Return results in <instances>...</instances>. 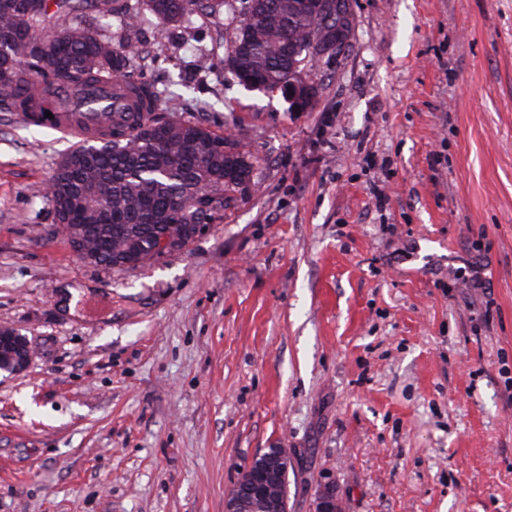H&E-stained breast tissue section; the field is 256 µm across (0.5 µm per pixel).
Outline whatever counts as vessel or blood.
Returning a JSON list of instances; mask_svg holds the SVG:
<instances>
[{
    "label": "vessel or blood",
    "instance_id": "1",
    "mask_svg": "<svg viewBox=\"0 0 512 512\" xmlns=\"http://www.w3.org/2000/svg\"><path fill=\"white\" fill-rule=\"evenodd\" d=\"M55 95L64 109L44 119L43 124L64 136L80 139L89 132L107 130L122 119L123 102L113 97L111 85L80 89L72 84H61L56 87Z\"/></svg>",
    "mask_w": 512,
    "mask_h": 512
}]
</instances>
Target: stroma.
Listing matches in <instances>:
<instances>
[{"label": "stroma", "mask_w": 512, "mask_h": 512, "mask_svg": "<svg viewBox=\"0 0 512 512\" xmlns=\"http://www.w3.org/2000/svg\"><path fill=\"white\" fill-rule=\"evenodd\" d=\"M355 12L307 112L238 85L225 18L138 28L135 78L253 188L135 268L72 253L39 194L69 143L0 112V328L32 351L0 371V512H224L269 448L288 512H512V0Z\"/></svg>", "instance_id": "35a3bbf8"}]
</instances>
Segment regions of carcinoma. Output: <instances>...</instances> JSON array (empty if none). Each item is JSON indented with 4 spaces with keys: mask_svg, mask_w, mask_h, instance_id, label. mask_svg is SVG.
Returning a JSON list of instances; mask_svg holds the SVG:
<instances>
[{
    "mask_svg": "<svg viewBox=\"0 0 512 512\" xmlns=\"http://www.w3.org/2000/svg\"><path fill=\"white\" fill-rule=\"evenodd\" d=\"M238 3L234 40L249 45L238 54L233 77L248 75L257 91L273 92L310 66L318 34L336 13V0L317 11L301 0H135L121 22L135 26L147 13L162 24L190 14L207 16L219 2ZM109 0H0V112H57L52 95L61 82L92 86L125 80L127 120L64 155L47 180L45 198L66 239L79 237L96 264L116 267L136 250L149 254L155 232L169 228L183 242L194 225L209 224L251 175L239 142L226 154L224 135L198 122L161 121L158 92L137 85L130 69L141 60L131 40L118 43L98 33Z\"/></svg>",
    "mask_w": 512,
    "mask_h": 512,
    "instance_id": "cac0c4a2",
    "label": "carcinoma"
}]
</instances>
